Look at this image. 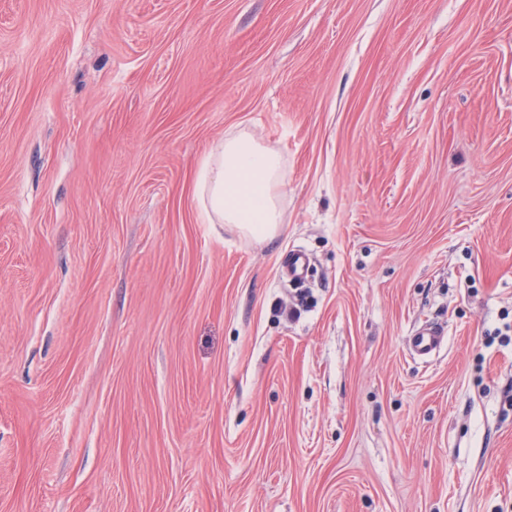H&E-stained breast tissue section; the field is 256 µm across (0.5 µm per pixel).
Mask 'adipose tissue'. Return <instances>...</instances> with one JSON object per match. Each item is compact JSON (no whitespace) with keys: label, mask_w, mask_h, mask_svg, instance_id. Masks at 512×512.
<instances>
[{"label":"adipose tissue","mask_w":512,"mask_h":512,"mask_svg":"<svg viewBox=\"0 0 512 512\" xmlns=\"http://www.w3.org/2000/svg\"><path fill=\"white\" fill-rule=\"evenodd\" d=\"M286 187L279 152L242 129L227 133L202 160L195 201L204 223L230 224L264 241L279 231Z\"/></svg>","instance_id":"obj_1"}]
</instances>
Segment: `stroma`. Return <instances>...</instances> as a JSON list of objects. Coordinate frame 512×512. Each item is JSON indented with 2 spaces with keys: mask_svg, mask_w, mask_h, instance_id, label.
I'll return each mask as SVG.
<instances>
[{
  "mask_svg": "<svg viewBox=\"0 0 512 512\" xmlns=\"http://www.w3.org/2000/svg\"><path fill=\"white\" fill-rule=\"evenodd\" d=\"M509 325L512 0H0V512H512ZM286 174L277 150L246 130L229 132L202 160L195 201L206 224H231L258 241L275 237L282 224ZM446 331L440 326L428 324L411 339V352L417 358L436 354L445 343Z\"/></svg>",
  "mask_w": 512,
  "mask_h": 512,
  "instance_id": "35a3bbf8",
  "label": "stroma"
}]
</instances>
